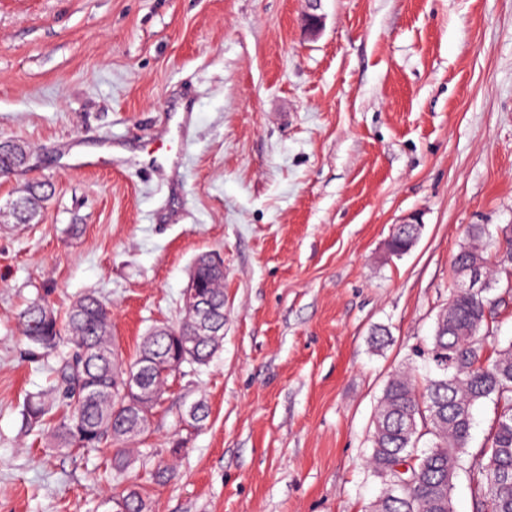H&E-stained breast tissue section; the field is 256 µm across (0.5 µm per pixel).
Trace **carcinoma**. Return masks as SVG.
Listing matches in <instances>:
<instances>
[{"mask_svg": "<svg viewBox=\"0 0 512 512\" xmlns=\"http://www.w3.org/2000/svg\"><path fill=\"white\" fill-rule=\"evenodd\" d=\"M0 152V175L26 166L23 157ZM51 186L34 182L11 201L14 224H29L36 218ZM417 232L413 224L395 226L391 245L403 250ZM469 241L454 258L459 270L482 263L486 287L453 289L448 306L436 321L430 344L420 351L432 365L424 383L408 370H398L386 381L378 402L367 465L380 479L383 491L371 512H454L453 490L459 474L467 475L478 505L477 512H512V344L484 356L489 318L496 299L488 296L499 287L501 273L512 266V225L497 235L482 225L468 231ZM495 250L497 261L489 267L486 254ZM191 282L202 286L206 303L195 310L184 307V319L176 326L160 324L142 337L136 358L125 364L112 342V317L94 295L75 301L60 317L49 307L35 303L19 315V325L28 341L43 351L53 350L66 338L73 355L59 371L52 389L30 396L23 405L27 425L48 427L49 444L58 449L86 451L113 447L112 466L122 470L130 464L128 442L149 430L153 410L161 403L169 378L189 364H209L218 350L206 336H198L195 324L211 309L217 323L224 324V279L213 256H199ZM148 358L168 370L153 376L154 394L128 393L127 370ZM486 400L499 412L481 450H469L474 409ZM426 449L419 450L422 439ZM124 512H147V502L136 488L117 496Z\"/></svg>", "mask_w": 512, "mask_h": 512, "instance_id": "cac0c4a2", "label": "carcinoma"}]
</instances>
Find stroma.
Wrapping results in <instances>:
<instances>
[{
    "mask_svg": "<svg viewBox=\"0 0 512 512\" xmlns=\"http://www.w3.org/2000/svg\"><path fill=\"white\" fill-rule=\"evenodd\" d=\"M308 7L0 0V139L29 152L0 209L52 186L33 223L0 224V512H104L133 485L149 512H367L379 495L384 384L427 373L469 227L512 224V0H321L313 37ZM173 93L193 112L176 195L140 164ZM411 213L416 246L388 254ZM204 253L224 263L222 347L170 379L124 473L111 449L23 425L69 351H36L23 309L95 294L129 359L181 322Z\"/></svg>",
    "mask_w": 512,
    "mask_h": 512,
    "instance_id": "obj_1",
    "label": "stroma"
}]
</instances>
